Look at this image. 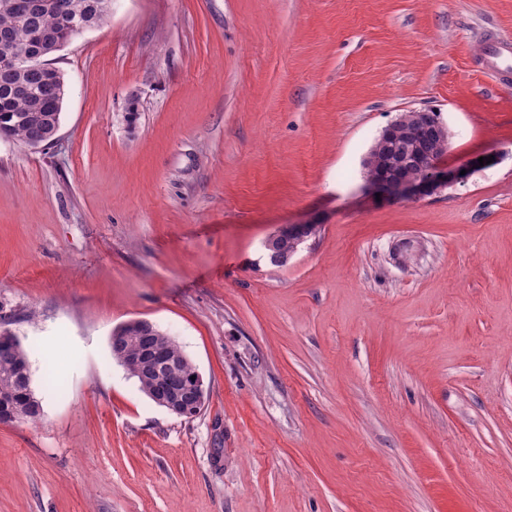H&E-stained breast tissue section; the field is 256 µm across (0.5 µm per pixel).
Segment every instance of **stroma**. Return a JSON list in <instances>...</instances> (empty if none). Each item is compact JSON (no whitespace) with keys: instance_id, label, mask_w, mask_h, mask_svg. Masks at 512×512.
I'll return each mask as SVG.
<instances>
[{"instance_id":"1","label":"stroma","mask_w":512,"mask_h":512,"mask_svg":"<svg viewBox=\"0 0 512 512\" xmlns=\"http://www.w3.org/2000/svg\"><path fill=\"white\" fill-rule=\"evenodd\" d=\"M512 0H112L51 57L54 142L0 138V332L36 423L0 512H512ZM437 112L488 164L376 197L383 129ZM321 230L285 266L280 227ZM146 319L193 418L113 358ZM485 47V56L497 74L507 77L508 74L512 73V48L510 45L489 37ZM306 224L301 225H289L282 227L279 231H277L274 235H272L266 242V250L268 251L267 257L271 264L278 266L288 265L289 261L294 257L297 253L298 248L302 245L307 238L311 237V235H298L295 231L297 227H305ZM292 237L293 241L291 242L292 247L285 251L277 249L275 244L276 242L283 237Z\"/></svg>"}]
</instances>
